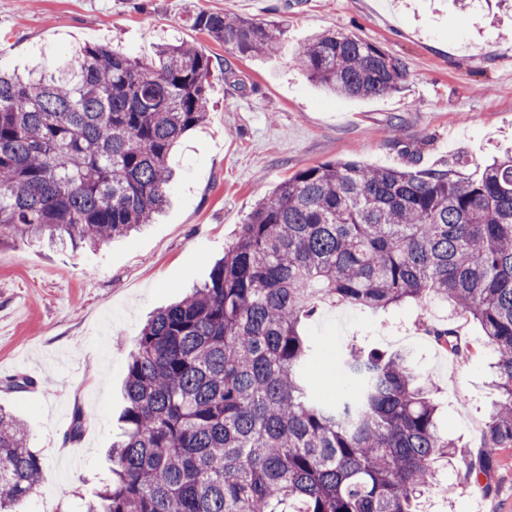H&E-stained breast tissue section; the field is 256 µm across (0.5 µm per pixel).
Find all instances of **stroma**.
Masks as SVG:
<instances>
[{
    "mask_svg": "<svg viewBox=\"0 0 512 512\" xmlns=\"http://www.w3.org/2000/svg\"><path fill=\"white\" fill-rule=\"evenodd\" d=\"M284 26L279 51L242 59L192 27L198 11ZM382 46L408 65L402 91L327 94L295 53L316 30ZM512 8L503 0H0V65L58 70L84 44L116 42L153 56L168 39L213 62L206 121L171 152L170 203L152 224L99 250L68 243L0 244V407L24 419L45 460L24 512H84L108 475L127 355L148 316L204 283L255 204L299 169L337 160L429 168L464 152L471 174L512 152ZM445 307L407 302L373 313L322 307L305 330L325 341L314 371L337 394L339 351L405 352L437 393L438 428L471 453L499 399L494 354L477 321L452 318L468 361L449 363L425 331ZM17 377L36 380L16 391ZM84 421L69 430L75 409ZM491 490L442 461L422 512H512V447L493 452ZM457 485L447 495V485Z\"/></svg>",
    "mask_w": 512,
    "mask_h": 512,
    "instance_id": "1",
    "label": "stroma"
}]
</instances>
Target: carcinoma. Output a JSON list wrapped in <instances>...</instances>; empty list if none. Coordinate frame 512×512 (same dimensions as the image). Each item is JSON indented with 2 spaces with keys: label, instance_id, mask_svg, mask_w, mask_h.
Returning a JSON list of instances; mask_svg holds the SVG:
<instances>
[{
  "label": "carcinoma",
  "instance_id": "1",
  "mask_svg": "<svg viewBox=\"0 0 512 512\" xmlns=\"http://www.w3.org/2000/svg\"><path fill=\"white\" fill-rule=\"evenodd\" d=\"M193 25L241 57L272 54L277 20L200 11ZM295 60L331 94L383 97L407 65L344 33ZM213 65L183 41L150 60L85 45L68 77L0 70V243L93 247L168 204L171 149L206 119ZM457 153L425 169L334 161L279 183L240 225L210 281L157 311L127 362L110 477L86 512H414L439 459L485 488L512 447V155L476 178ZM407 301L470 314L494 349L500 399L470 455L440 433L439 403L402 354L342 359L333 401L311 382L305 323L322 305ZM459 356L455 331L432 329ZM28 431L0 409V512L44 478Z\"/></svg>",
  "mask_w": 512,
  "mask_h": 512
}]
</instances>
